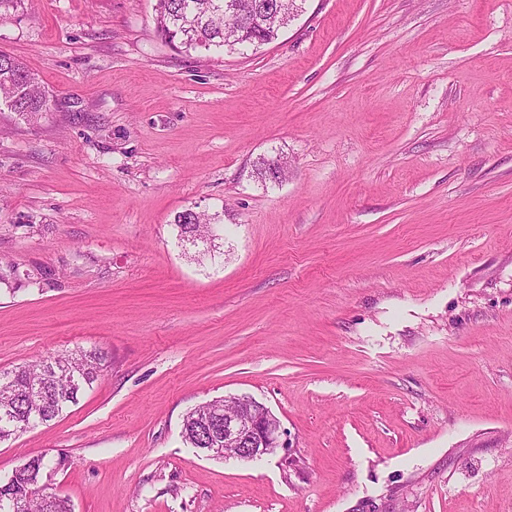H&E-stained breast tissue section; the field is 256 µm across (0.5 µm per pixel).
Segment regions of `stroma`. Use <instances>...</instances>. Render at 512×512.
I'll return each mask as SVG.
<instances>
[{
  "instance_id": "stroma-1",
  "label": "stroma",
  "mask_w": 512,
  "mask_h": 512,
  "mask_svg": "<svg viewBox=\"0 0 512 512\" xmlns=\"http://www.w3.org/2000/svg\"><path fill=\"white\" fill-rule=\"evenodd\" d=\"M154 5L0 13L52 103L0 105V369L108 354L0 480L44 454L73 512H512V0H301L224 55L167 45ZM244 394L286 447L185 443ZM175 222L177 224V226L180 228V239L183 240L182 238V226L183 224H189L188 225V230H187V233L184 235V242H186V244H190L192 246H196L198 245V242H206L209 238L206 237V238H200L194 231V226L193 224H198V226H200V229L201 230H205V231H208L209 232V225L207 224H211V222L205 218H202L200 214H198L197 212L195 211H192V210H184L182 212H180L176 219H175ZM192 224V225H191ZM193 228V229H192Z\"/></svg>"
}]
</instances>
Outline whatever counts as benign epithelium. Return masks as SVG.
Returning a JSON list of instances; mask_svg holds the SVG:
<instances>
[{
  "instance_id": "obj_1",
  "label": "benign epithelium",
  "mask_w": 512,
  "mask_h": 512,
  "mask_svg": "<svg viewBox=\"0 0 512 512\" xmlns=\"http://www.w3.org/2000/svg\"><path fill=\"white\" fill-rule=\"evenodd\" d=\"M211 415L214 426L209 429L207 448L211 454L235 448L237 459L248 462L284 447L280 421L250 396L225 397L213 404Z\"/></svg>"
}]
</instances>
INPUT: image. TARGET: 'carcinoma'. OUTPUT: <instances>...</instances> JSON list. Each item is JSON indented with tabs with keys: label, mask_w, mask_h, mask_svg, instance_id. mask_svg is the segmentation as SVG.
<instances>
[{
	"label": "carcinoma",
	"mask_w": 512,
	"mask_h": 512,
	"mask_svg": "<svg viewBox=\"0 0 512 512\" xmlns=\"http://www.w3.org/2000/svg\"><path fill=\"white\" fill-rule=\"evenodd\" d=\"M279 0H156L155 21L160 36L185 52L204 50L232 53L244 46L273 42L279 36ZM252 11L263 16L262 24L251 26L239 14ZM35 78L19 59L0 54V104L27 118H34L49 100L39 88L29 84ZM273 159L257 161L256 175L264 183H277ZM175 222L181 227L196 224L209 230V220L195 211L180 212ZM107 361L101 349L81 350L69 355L48 357L0 370V443L31 425L59 417L79 401L85 388L98 379ZM205 416L186 414L182 437L193 448H206ZM50 461L40 455L27 466L12 472L0 484V512H72L70 500L49 490L42 482Z\"/></svg>",
	"instance_id": "1"
}]
</instances>
